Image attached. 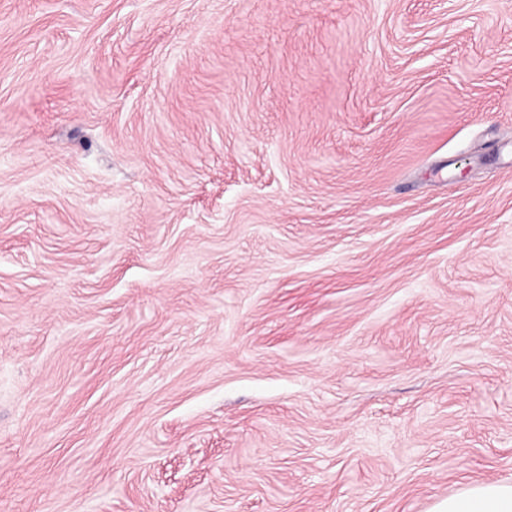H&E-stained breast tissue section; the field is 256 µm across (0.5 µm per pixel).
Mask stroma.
I'll return each mask as SVG.
<instances>
[{
	"label": "stroma",
	"instance_id": "1",
	"mask_svg": "<svg viewBox=\"0 0 512 512\" xmlns=\"http://www.w3.org/2000/svg\"><path fill=\"white\" fill-rule=\"evenodd\" d=\"M492 481L512 0H0V512Z\"/></svg>",
	"mask_w": 512,
	"mask_h": 512
}]
</instances>
